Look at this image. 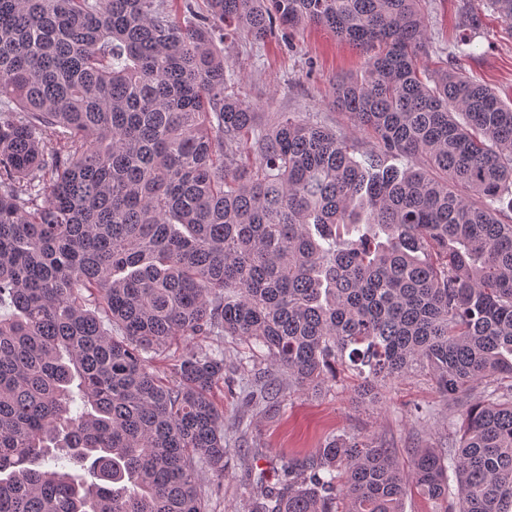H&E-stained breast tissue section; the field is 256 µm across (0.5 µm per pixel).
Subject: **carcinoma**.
Masks as SVG:
<instances>
[{
  "label": "carcinoma",
  "instance_id": "1",
  "mask_svg": "<svg viewBox=\"0 0 512 512\" xmlns=\"http://www.w3.org/2000/svg\"><path fill=\"white\" fill-rule=\"evenodd\" d=\"M419 2L0 0V512H205L224 352L189 341L211 336L267 364L249 406L283 396L275 373L419 369L463 421L406 469L333 437L251 512H404L410 486L435 512L454 493L512 512V104L422 71ZM487 5L512 25V0ZM232 25L364 51L334 102L376 149L293 112L258 124ZM181 341L174 378L153 371Z\"/></svg>",
  "mask_w": 512,
  "mask_h": 512
}]
</instances>
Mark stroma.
I'll use <instances>...</instances> for the list:
<instances>
[{"instance_id": "stroma-1", "label": "stroma", "mask_w": 512, "mask_h": 512, "mask_svg": "<svg viewBox=\"0 0 512 512\" xmlns=\"http://www.w3.org/2000/svg\"><path fill=\"white\" fill-rule=\"evenodd\" d=\"M428 40L421 55L423 69L441 65L464 69L512 101V29L488 10L486 0H423ZM481 25L465 32L464 14ZM471 35L472 43L460 39ZM224 55L241 76L240 99L250 104L258 121L271 112H296L305 119L349 136L355 155L374 147L373 139L356 132L349 115L333 103L336 79L362 76L365 53L326 29L304 26L257 42L243 30L230 31ZM223 350L227 384L215 399L224 407V439L229 459L220 495L209 497L207 512H249L257 479L275 484L283 462L314 457L324 442L347 433L396 449L407 462L411 448H434L447 434L452 417L429 374L413 371L391 379L374 395L359 398L351 371L317 388L295 390L261 412L245 408L240 390L250 382L257 363L248 347L224 336L205 339Z\"/></svg>"}]
</instances>
